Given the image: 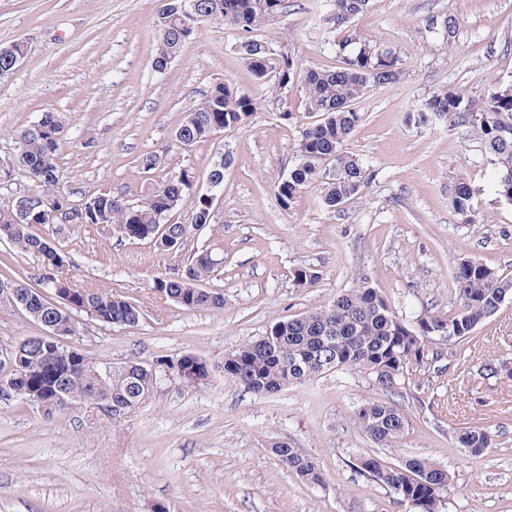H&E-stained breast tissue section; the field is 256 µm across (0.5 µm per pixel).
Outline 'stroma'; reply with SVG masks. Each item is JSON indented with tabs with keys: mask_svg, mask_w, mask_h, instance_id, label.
<instances>
[{
	"mask_svg": "<svg viewBox=\"0 0 512 512\" xmlns=\"http://www.w3.org/2000/svg\"><path fill=\"white\" fill-rule=\"evenodd\" d=\"M327 0H288L286 12L255 30L275 59L296 68L336 63L320 22ZM159 0H0V47L24 43L19 67L0 76V163L16 152L14 133L45 113L62 117L56 191L78 205L103 190L129 200L153 181L194 172L199 190L219 154L231 155L210 224L185 249L161 252L105 224H47L41 231L67 255L72 280L138 302L134 326L83 317L72 342L106 362L149 363L192 353L212 366L208 384L163 382L130 418L113 422L90 405L47 420L31 406L0 397V512H407L356 466L360 453L390 462L420 456L448 468L444 512H512V297L477 328L442 372L421 377L401 399L410 416L404 437L377 448L354 409L374 391L360 373H328L303 386L259 397L224 377L226 354L263 336L276 321L318 308L367 277L397 314L443 315L457 302L451 276L472 258L512 279V206L496 203L494 169L477 134L465 126L406 125V110L444 87L483 97L512 81V0H371L355 20L360 33L404 60L401 80L373 88L358 104L362 119L348 152L369 163L362 197L330 210L320 185L336 173L322 166L318 184L282 209L276 186L297 160L299 125L311 119L302 84H260L238 43L244 32L199 25L166 69L151 65ZM455 16V43L444 47L427 19ZM219 82L257 101L248 123L176 146L185 113ZM157 155L158 169L138 161ZM464 181L479 194L464 224L449 193ZM213 250L222 265L209 287L220 310L190 311L155 291L191 253ZM318 278L300 287L294 273ZM501 366L480 376L483 362ZM491 430L496 446L465 456L459 430ZM286 441L311 457L325 482L309 486L284 469L271 445Z\"/></svg>",
	"mask_w": 512,
	"mask_h": 512,
	"instance_id": "obj_1",
	"label": "stroma"
}]
</instances>
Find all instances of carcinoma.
<instances>
[{"label":"carcinoma","mask_w":512,"mask_h":512,"mask_svg":"<svg viewBox=\"0 0 512 512\" xmlns=\"http://www.w3.org/2000/svg\"><path fill=\"white\" fill-rule=\"evenodd\" d=\"M194 5L206 21L251 33L288 8V0H160L157 13L153 65L162 70L179 54L182 46L197 31L188 27L182 3ZM370 0H332L325 27L337 34L332 45L337 65L330 69H311L297 75L290 60L275 62L269 46L247 37L239 51L251 71L261 81L285 88L301 78L307 110L320 119L301 128L296 144L297 164L276 187L281 206L290 208L299 194L316 183L320 168L335 162L336 176L324 183L321 200L334 209L361 196L371 172L358 156L344 150L359 125L362 115L357 101L370 87L387 88L400 80L403 59L394 50L357 33L354 20L369 7ZM444 45L453 43L458 20L449 15L431 22ZM256 109L254 99L240 95L227 83L214 85L203 100L189 110L175 137L183 146H191L213 133L236 128L249 121ZM405 120L417 126L439 122L453 126L469 124L482 138L490 163L495 168L496 199L512 206V82L495 83L480 99L470 97L461 88L432 92L406 112ZM61 119L42 127L35 124L16 132V161L43 198L34 210V224L43 223L44 213L70 207L56 194L59 180L56 157L61 140ZM193 173L182 170L153 184L135 205L121 196L106 192L80 210L84 224H110L113 230L130 240L149 241L162 251L180 248L187 242L190 229L211 223V207L200 197L191 198ZM474 190L457 183L451 192V209L459 220L473 221ZM190 202L191 222L168 224L162 215ZM0 227L10 229L6 240L21 252L38 258L37 287L23 279L8 280L18 288L19 305L35 323L53 319L73 333L78 332L82 313L104 325L132 326L142 318L134 300L91 288H78L70 281L63 263L67 256L50 240L32 232L33 224H15L10 215L0 213ZM217 267L208 250L195 251L184 270L174 276H159L154 288L189 310H220L224 294L203 287ZM458 308L448 316L420 313L411 319L399 316L367 278L352 289L338 293L327 304L274 323L266 334L249 341L224 357V377L256 396H266L297 384H304L325 373L356 370L372 387L386 395L399 394L421 386L419 375L430 370L438 359L439 341L448 337V345L457 346L474 335L477 327L494 315L505 299L512 296V279L500 276L493 268L474 259L463 258L452 272ZM63 292L69 302L55 306L48 295ZM19 345L14 363L12 397L29 403L36 394L45 401L41 414L54 415L90 403L112 404V420L119 421L136 413L155 394L158 378L151 366L136 360L114 363L109 374L94 382L84 373L88 358L82 350L66 353L48 363L44 356L54 345L49 336H28ZM197 369V384H205L210 369L195 354L162 356L158 363ZM65 390V401L55 395ZM354 419L373 444L393 447L409 427L410 417L398 403L366 399L354 410ZM459 444L472 456L494 447V435L487 429L469 427L457 434ZM272 452L282 467L307 485H320L323 475L314 461L291 444L279 441ZM358 466L375 483L387 488L410 512H442L452 476L447 468L424 457L412 456L389 463L372 453H362Z\"/></svg>","instance_id":"1"}]
</instances>
